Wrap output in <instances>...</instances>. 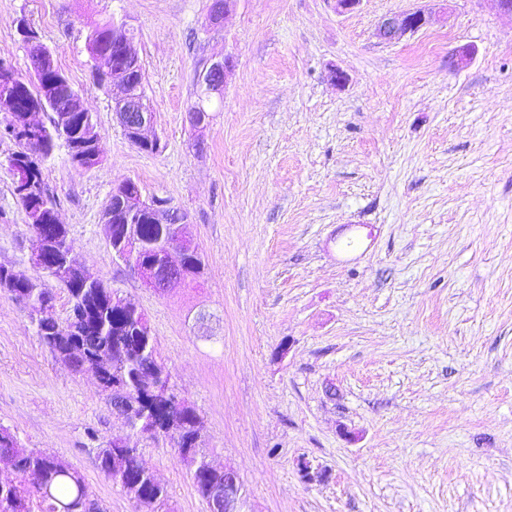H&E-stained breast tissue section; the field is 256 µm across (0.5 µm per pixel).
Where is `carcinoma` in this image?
<instances>
[{
  "instance_id": "obj_1",
  "label": "carcinoma",
  "mask_w": 512,
  "mask_h": 512,
  "mask_svg": "<svg viewBox=\"0 0 512 512\" xmlns=\"http://www.w3.org/2000/svg\"><path fill=\"white\" fill-rule=\"evenodd\" d=\"M124 35L112 21L96 25L88 37V50L92 57L102 52L116 54ZM71 84L55 86L46 93L35 89L28 102L48 96L49 113L58 117L69 116L68 134H63L55 119L35 132L25 142L19 143L16 155L7 158L11 174H16L15 156H22L30 166L28 193L20 199L24 210H29L37 201L49 208L55 207L47 193L42 175V165L62 145L67 152L79 148L84 140L89 123L94 121L90 112H63L68 106ZM115 233L130 231L140 242L138 253L149 257L159 242L171 239L170 229L165 224H154L150 216L143 214L136 223L126 224L125 217L118 213L113 217ZM204 265L200 254L186 260L184 283L198 282ZM69 294L71 310L62 320L35 315L36 307L29 308L30 323L42 344L56 358L67 363L75 371L87 369L96 374L101 392L117 380L125 384L129 399L143 404V408L126 412L127 425L135 434L161 435L166 432V422L172 420L182 429L181 447L188 457L185 461L194 466L193 483L203 499H208V486L224 483V473L209 469V450L202 446L201 421L195 410H184L156 393L155 387L143 382L140 368L150 363L156 375L169 382V373L158 361L154 336L138 328L143 313L132 303L120 297L103 280L85 283L81 269L71 266L70 276L58 280ZM21 287L34 302L52 299V294L43 280L25 279ZM9 456L17 474V480L0 482V512H106L103 503L91 497L84 479L72 466L62 459L40 448H27L15 435L0 426V457ZM138 448L114 449L113 445L98 449L97 460L101 471L135 502L150 512H167L168 492L165 486L154 483L153 473L140 459Z\"/></svg>"
}]
</instances>
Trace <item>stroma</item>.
Instances as JSON below:
<instances>
[{
	"mask_svg": "<svg viewBox=\"0 0 512 512\" xmlns=\"http://www.w3.org/2000/svg\"><path fill=\"white\" fill-rule=\"evenodd\" d=\"M417 0H0V59L31 76L26 18L93 113L102 164L42 167L86 271L141 309L175 391L242 512H512V17L447 0L393 42ZM127 23L161 147L137 149L93 78L87 36ZM467 61L451 66L452 56ZM231 56L209 126L198 73ZM348 81L336 86L333 70ZM0 138V265L36 243ZM186 212L202 283L155 294L113 259L105 206L123 181ZM0 290V425L77 469L109 512H142L100 470L126 438L171 512H207L170 443L126 434ZM309 465L312 476L300 468ZM423 2H438L430 5L439 7L414 8L399 13L385 15L378 22L376 35L385 41H392L408 33H416L429 26L437 17V14L445 10L443 3L446 0H421Z\"/></svg>",
	"mask_w": 512,
	"mask_h": 512,
	"instance_id": "1",
	"label": "stroma"
}]
</instances>
